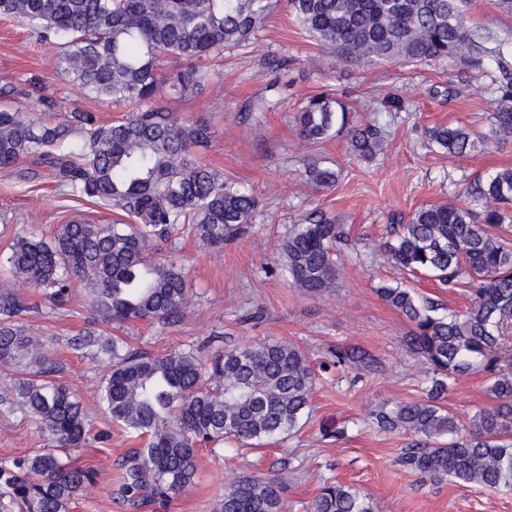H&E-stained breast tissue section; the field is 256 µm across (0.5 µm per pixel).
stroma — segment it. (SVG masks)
<instances>
[{
    "label": "stroma",
    "instance_id": "35a3bbf8",
    "mask_svg": "<svg viewBox=\"0 0 512 512\" xmlns=\"http://www.w3.org/2000/svg\"><path fill=\"white\" fill-rule=\"evenodd\" d=\"M462 9L471 28L491 29L503 50L512 52V14L498 0H464ZM58 56L57 47L37 43L17 20L0 16V85L37 83L64 113L91 112L103 122L127 116V109L86 98L61 75ZM500 77L487 56L466 63H354L324 52L281 6L255 43L225 49L223 67L202 96L167 98L179 121L211 125V144L198 159L256 196L259 206L250 232L224 248L201 246L185 232L164 245L158 259L174 260L187 275L184 314L170 325L128 324L121 336L151 356L190 342L205 344L212 355L245 342L285 341L307 355L313 386L309 416L297 433L255 449L231 443L200 448L188 491L141 512H214L229 481L270 474L282 480L285 512H306L333 482L370 494L379 512H512L510 493L433 480L400 465L399 457L417 447L419 437L380 428L375 420L395 402L427 401L432 385L405 343L410 323L380 298L379 288L398 284L445 309L461 310L470 302L466 288L400 271L383 245L420 207H471L464 184L512 168V138L462 157L449 156L429 139L431 128L453 122L487 130L489 88ZM322 93L341 101L353 121L387 125V143L376 160L353 156L342 134L319 144L300 140L294 117L306 98ZM316 162L341 166L335 186L317 189L305 182L306 167ZM314 208L335 217L350 241L339 257L336 288L322 297L289 287L278 264L289 225ZM111 217L91 202L60 195L49 167L32 159L0 170V254L17 236L48 239L71 219ZM19 292L27 300L22 321L29 335L56 361V379L77 394L90 424L89 443L72 450L69 462L97 478L74 498L70 512H130L116 494L120 463L145 440L112 424L99 408L110 361L89 360L66 345V337L98 327L83 290L72 284L60 308L40 289L23 286ZM349 346L370 351L381 369L337 365V349ZM444 402L467 422L493 400L483 376L463 374L449 380ZM46 445L31 417L0 404V461Z\"/></svg>",
    "mask_w": 512,
    "mask_h": 512
}]
</instances>
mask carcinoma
Masks as SVG:
<instances>
[{
	"label": "carcinoma",
	"mask_w": 512,
	"mask_h": 512,
	"mask_svg": "<svg viewBox=\"0 0 512 512\" xmlns=\"http://www.w3.org/2000/svg\"><path fill=\"white\" fill-rule=\"evenodd\" d=\"M280 0H0V15L24 23L41 42L60 48L61 73L85 95L114 105H135L124 121L100 123L86 112L58 122L31 119L0 107V169L23 157L53 167L67 195L85 199L120 218L108 223L72 219L51 240L19 236L6 263L14 279L43 289L55 302L70 285L84 288L99 333L70 336L67 346L112 370L100 402L112 422L147 437V446L123 464L118 494L134 507L166 501L193 481L198 446L224 438L253 447L291 435L308 414L312 371L302 350L269 340L243 344L207 361L202 347L186 344L162 356L133 353L107 331L138 321L170 324L187 303L182 269L152 262L149 253L184 226L200 243L222 247L248 232L258 200L224 182L200 162L208 147L205 123H185L164 106L163 93L200 96L216 77L211 61L224 47L246 45L264 28ZM292 13L326 51L356 62L431 63L468 60L494 40L467 26L461 0H287ZM504 81L493 96L489 132L464 125L431 129L430 140L452 156H465L512 136V62L493 48ZM164 57L189 62L161 73ZM301 140L321 143L347 131L353 155L371 161L387 138L379 123L351 124L345 105L329 95L308 100L296 114ZM341 168L313 164L309 183L329 188ZM482 202L478 213L452 203L416 210L387 259L410 272L471 290L462 311L437 305L399 286L378 293L412 323L411 350L432 375L429 400L406 402L378 414L384 428L423 437L399 462L432 478H454L493 491L512 492V244L497 230L512 224V168L462 188ZM336 219L313 209L279 244L292 288L311 296L333 291L338 276ZM26 306L9 283L0 284V363L18 376L0 389V403L34 418L49 447L0 463V512H69L71 501L95 472L74 467L63 453L88 442L89 424L75 393L52 378L55 366L30 337L20 314ZM336 363L372 371L368 351L336 349ZM485 377L494 399L467 425L446 404V380ZM281 480L242 476L230 482L215 512H282ZM309 512H377L373 498L332 483L321 488Z\"/></svg>",
	"instance_id": "cac0c4a2"
}]
</instances>
